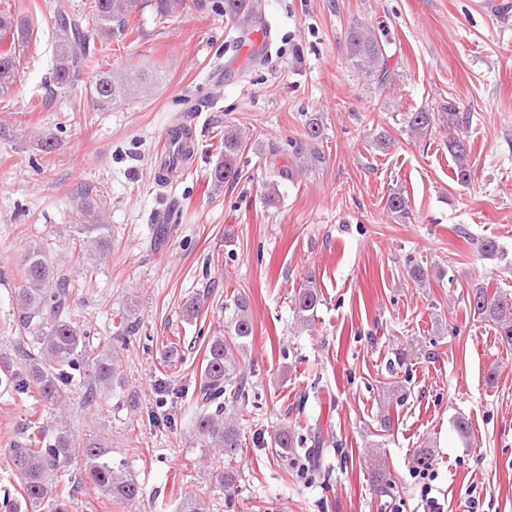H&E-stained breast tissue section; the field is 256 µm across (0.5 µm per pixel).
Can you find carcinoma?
I'll use <instances>...</instances> for the list:
<instances>
[{
    "mask_svg": "<svg viewBox=\"0 0 512 512\" xmlns=\"http://www.w3.org/2000/svg\"><path fill=\"white\" fill-rule=\"evenodd\" d=\"M137 0H94L87 26L74 18L70 0H53L56 15L53 83L59 88L71 87L84 74L90 75L88 87L97 107L106 110L112 104L130 97L139 90V84L130 75L104 70L89 50L92 34L119 38L130 34L129 17ZM157 13L168 16L175 9L224 15L242 35L251 34L262 14L263 0H154ZM33 39L30 20L21 15L0 12V99L14 91L19 77L21 56ZM348 58L351 65L374 84L382 87L392 78L389 69V42L380 29L356 21L346 32ZM458 106L452 102L441 112L420 110L406 116L408 129L418 137L432 133L433 128L446 121H458ZM321 137L318 119L309 122L305 140L292 144L293 156L301 160V167L309 169L321 164L324 156L312 147L311 141ZM247 147V137L233 125L224 126L218 157L209 172L214 190L240 179L239 156ZM448 151L454 159L457 179L467 183L471 176L470 152L466 139L458 135L448 138ZM277 153H272L270 165L275 179L267 185V197L278 196L279 181L288 179V170L276 167ZM386 208L398 218L408 214L407 200L397 192L390 194ZM79 221L85 234L79 243L81 251L94 260L108 255L111 249L109 225L103 211L88 196L80 200ZM25 287L15 295L19 326L32 333L27 346L22 348L25 371L21 379L5 377L4 384L19 392L36 391L40 400L54 404L64 402V390L73 373L78 371L88 379L86 399L97 392L120 386L126 375L116 347L102 353L90 347L89 339L72 319L70 291L58 276L57 269L39 249L27 254L24 268ZM319 297L315 287L303 285L295 292L292 303L300 314L314 312ZM470 306L485 320L495 324L498 335L512 345V295L501 291L489 293L477 286L470 294ZM113 340L125 346L137 333L136 325L124 314L116 315ZM253 336V324L246 300H234V316L226 326L225 334L208 340L200 371V385L196 396L199 415L195 424V438L205 448L225 455H234L242 448L239 419L254 408V391L239 355L247 340ZM302 439L292 429L283 426L274 437L275 453L286 457L295 454ZM313 448L308 453L309 466L321 467L325 441L321 432L313 435ZM8 462L12 473L33 506L46 503L49 512H70L74 489L60 485L61 473L73 464L84 467L88 478L100 494L120 505H127L143 496L142 487L121 463L112 462L110 448L98 438L79 441L61 426L49 439L28 438L13 442L8 448ZM179 512H209V503L203 498L187 495L180 502Z\"/></svg>",
    "mask_w": 512,
    "mask_h": 512,
    "instance_id": "obj_1",
    "label": "carcinoma"
}]
</instances>
